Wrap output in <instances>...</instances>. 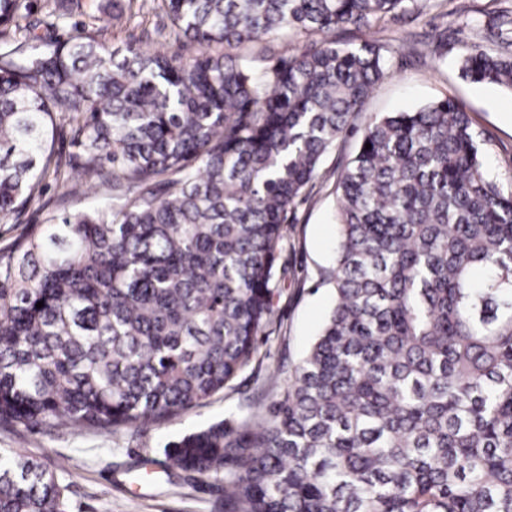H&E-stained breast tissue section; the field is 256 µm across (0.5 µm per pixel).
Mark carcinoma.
I'll list each match as a JSON object with an SVG mask.
<instances>
[{"label":"carcinoma","instance_id":"carcinoma-1","mask_svg":"<svg viewBox=\"0 0 512 512\" xmlns=\"http://www.w3.org/2000/svg\"><path fill=\"white\" fill-rule=\"evenodd\" d=\"M405 2L160 0L201 47L183 59L45 42L30 0H0V218L47 174L58 117L65 181L112 191L0 256L1 425L137 431L251 363L288 215L387 76L385 45L330 34ZM290 31L310 42L261 69L235 52ZM459 71L512 91L506 53ZM336 197L335 303L287 387L267 416L168 443L165 466L223 482L224 512H512V193L465 106L368 121ZM69 487L0 453V512H70Z\"/></svg>","mask_w":512,"mask_h":512}]
</instances>
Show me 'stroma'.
<instances>
[{
	"mask_svg": "<svg viewBox=\"0 0 512 512\" xmlns=\"http://www.w3.org/2000/svg\"><path fill=\"white\" fill-rule=\"evenodd\" d=\"M140 2L117 23L108 17L95 20L96 0H32V15L59 13L50 31L57 42L80 31L115 47L159 49L186 58L198 53L196 43L172 32L159 0ZM506 10H512V0H428L424 5L408 0L405 10L387 15L371 29H340L336 37L354 44L376 38L389 44L388 75L367 100L365 116L402 112L445 98L463 102L487 142L489 171L502 190L510 192L512 92L465 80L458 69L461 55L468 51L499 49L502 35L512 32L502 17ZM410 33L429 42V53L409 52L404 40ZM358 147L359 137L353 134L327 154L304 199L290 213L280 254L288 275L278 283V319L260 336L253 361L224 391L179 418L136 432L42 427L21 439L0 425V451L17 450L60 476H72L70 512H224L222 487L165 468L163 449L212 422L240 419L248 405L279 398L280 388L264 387L268 372L299 363L334 303V293L322 276L336 258V173ZM108 196L107 189L96 184L71 192L69 185L46 175L32 202L0 219V250L23 238L32 225L103 203Z\"/></svg>",
	"mask_w": 512,
	"mask_h": 512,
	"instance_id": "35a3bbf8",
	"label": "stroma"
}]
</instances>
